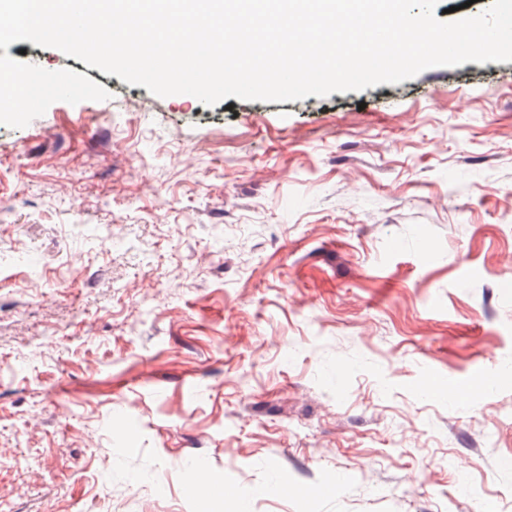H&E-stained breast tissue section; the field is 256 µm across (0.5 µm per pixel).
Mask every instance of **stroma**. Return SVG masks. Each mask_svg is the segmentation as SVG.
<instances>
[{
  "instance_id": "obj_1",
  "label": "stroma",
  "mask_w": 512,
  "mask_h": 512,
  "mask_svg": "<svg viewBox=\"0 0 512 512\" xmlns=\"http://www.w3.org/2000/svg\"><path fill=\"white\" fill-rule=\"evenodd\" d=\"M7 53L112 97L0 125V512H512V62L207 107Z\"/></svg>"
}]
</instances>
